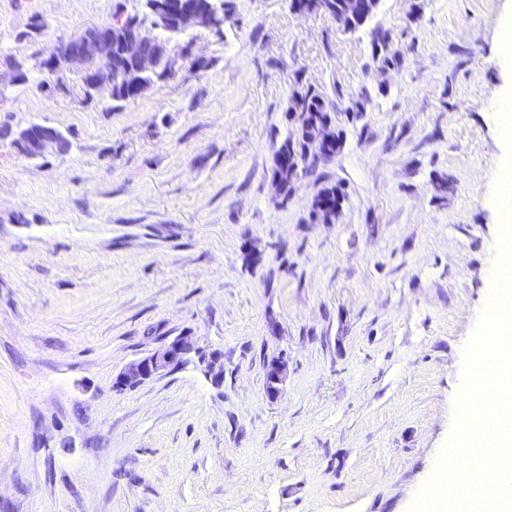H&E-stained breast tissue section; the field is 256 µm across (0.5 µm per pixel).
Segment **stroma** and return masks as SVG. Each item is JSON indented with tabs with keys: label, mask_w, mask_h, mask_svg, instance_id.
<instances>
[{
	"label": "stroma",
	"mask_w": 512,
	"mask_h": 512,
	"mask_svg": "<svg viewBox=\"0 0 512 512\" xmlns=\"http://www.w3.org/2000/svg\"><path fill=\"white\" fill-rule=\"evenodd\" d=\"M233 3L116 108L39 62L143 0H0V69L28 77L0 84V512H410L453 432L498 236L488 112L512 0H380L354 32ZM309 88L344 147L285 200L274 151ZM31 123L70 149L17 152L3 132ZM338 183L340 214L313 221ZM177 336L223 378L192 361L118 386ZM344 199L345 194L340 187L334 185L324 189L312 206L313 218L325 224L333 222L336 219V205L341 207ZM321 205H324L325 208L322 209ZM287 376V364L284 361H271L265 366L266 390L269 397H275L279 391V385Z\"/></svg>",
	"instance_id": "stroma-1"
}]
</instances>
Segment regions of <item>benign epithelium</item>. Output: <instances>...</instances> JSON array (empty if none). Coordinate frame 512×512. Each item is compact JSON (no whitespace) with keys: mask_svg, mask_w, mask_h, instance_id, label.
<instances>
[{"mask_svg":"<svg viewBox=\"0 0 512 512\" xmlns=\"http://www.w3.org/2000/svg\"><path fill=\"white\" fill-rule=\"evenodd\" d=\"M113 29L129 31L131 38L127 43V53L139 59L145 69L152 67L150 55L144 49L157 40L154 31L157 25L147 26L139 23L130 15L119 14L114 17ZM182 26L203 27L211 32L224 28L223 7H208L200 12L196 9L187 11L182 18ZM101 32V28L92 27L81 35L61 44L55 52L41 60V67L49 69L57 76L78 68L82 71L83 90L90 98L103 92L112 93V53L101 47V43L90 38V34ZM18 137L28 144V155L32 158L41 156L48 148L54 147L62 152L69 148L68 139L56 128L31 123L19 130ZM193 355L199 364L214 378L219 379L224 373L222 355L207 352L190 336H178L163 348L130 363L119 375V383L126 387H134L144 380L186 362V357ZM287 376V364L281 360L271 361L265 366L266 390L269 397L279 391V385Z\"/></svg>","mask_w":512,"mask_h":512,"instance_id":"7a95c632","label":"benign epithelium"}]
</instances>
